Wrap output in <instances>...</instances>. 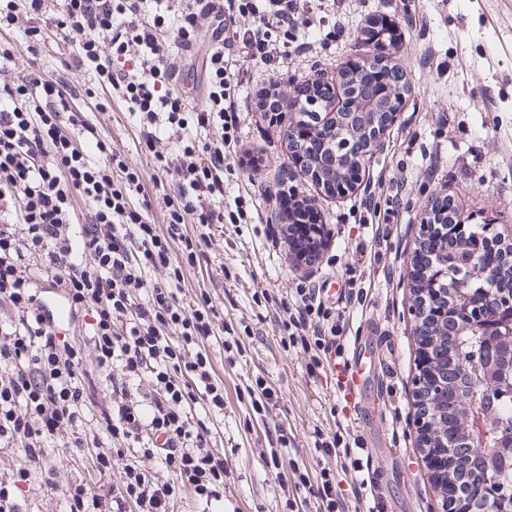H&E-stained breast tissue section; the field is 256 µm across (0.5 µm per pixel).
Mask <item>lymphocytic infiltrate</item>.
<instances>
[{
	"label": "lymphocytic infiltrate",
	"instance_id": "1",
	"mask_svg": "<svg viewBox=\"0 0 512 512\" xmlns=\"http://www.w3.org/2000/svg\"><path fill=\"white\" fill-rule=\"evenodd\" d=\"M44 19L51 29L40 28ZM0 29L21 32L32 54L51 37L76 49L54 73L30 69L0 87V447L25 463L0 480V512H23L34 471L64 512H174L183 492L223 502L215 446L224 383L206 346L223 342L224 324L208 292L187 303L180 283L206 242L188 224L224 221V147L242 121L225 52L239 45L264 61L272 49L243 37L213 0L149 14L141 0H0ZM74 68L127 104L156 168L171 176L165 227L132 202L143 172L70 109ZM199 76L196 109L186 84ZM162 129L175 152L157 150ZM198 129L213 140L198 145ZM277 207L294 261L308 259L324 233L321 212L296 196ZM48 281L66 317L48 310ZM92 366L111 382L110 404L97 413ZM53 447L99 474L119 471V483L104 494L59 486Z\"/></svg>",
	"mask_w": 512,
	"mask_h": 512
}]
</instances>
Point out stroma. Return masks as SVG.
Here are the masks:
<instances>
[{"mask_svg":"<svg viewBox=\"0 0 512 512\" xmlns=\"http://www.w3.org/2000/svg\"><path fill=\"white\" fill-rule=\"evenodd\" d=\"M384 11L403 19V46L391 60L409 77L411 92L366 168L365 188L329 197L302 175L283 127L261 117L258 95L272 86L287 90L289 79L317 71L335 77L367 53L356 35L368 17ZM263 34L275 47L271 59L241 58L232 71L242 121L224 161L225 210L248 198L260 218L213 227L180 284L187 300L207 290L234 329L227 348L209 347L224 381L217 442L226 471L224 512H315L296 494L302 480L332 483L337 503L356 502L361 512H370L374 499L362 497L352 467L322 452L340 424L357 440L355 459L379 463L378 493L387 512H441L414 424L409 243L427 200L446 194L473 223L512 225V0H304L294 30L273 27ZM71 80L81 91L78 102L88 122L145 173L135 205L163 224L173 186L154 185V159L138 142L134 118L118 102L99 112L104 91L87 95L90 82L83 73ZM409 130L419 132L421 153L402 149ZM249 152L263 155L261 168L242 166ZM289 188L313 200L330 233L331 243L312 269L292 270L286 250L270 235L273 195ZM382 222L401 230L378 249V276L363 309L348 320L349 336L365 335L371 327L381 336L358 361L360 380L381 391L366 401L375 423L369 430L358 408L339 393L329 367L312 365L287 325L273 319L267 295L278 290L298 299L306 279L338 290L351 274L349 249L370 246ZM265 389L275 394L269 413L260 405ZM275 440L284 446L277 466L267 453Z\"/></svg>","mask_w":512,"mask_h":512,"instance_id":"obj_1","label":"stroma"}]
</instances>
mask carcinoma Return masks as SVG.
<instances>
[{"label": "carcinoma", "instance_id": "1", "mask_svg": "<svg viewBox=\"0 0 512 512\" xmlns=\"http://www.w3.org/2000/svg\"><path fill=\"white\" fill-rule=\"evenodd\" d=\"M376 69L386 70L385 78L371 80L355 63L340 70L335 78L334 95H325L321 83L305 86L301 103L288 112V121L297 133L288 141V150L300 163L312 183L327 194H342L360 179L369 164L370 150L356 148L372 139L384 126L387 116L399 111L408 89L403 73L379 59ZM459 216L442 205L428 217V231L413 241L411 253L417 256L430 249L429 259L410 280L413 305L417 309L415 334L425 337L426 345L440 353L451 344L456 361L477 358L480 371L463 377L465 392L492 387L488 417L505 438L512 437V372L500 367L499 360L512 354V239L499 235L492 224H467L459 232L448 230L458 225ZM498 270L497 287L503 290L498 304L500 330L490 337L495 358L484 351L482 331L465 322L468 312L461 294L450 291L458 280L467 289V303L477 304L484 294L482 269ZM426 375L422 388L431 401L444 400L450 391L446 379L448 365L436 361L420 365ZM460 403L456 414L447 415L433 406L425 421L441 426L425 439L429 448H452L458 471L476 462L482 441L474 426L472 399L455 398Z\"/></svg>", "mask_w": 512, "mask_h": 512}]
</instances>
